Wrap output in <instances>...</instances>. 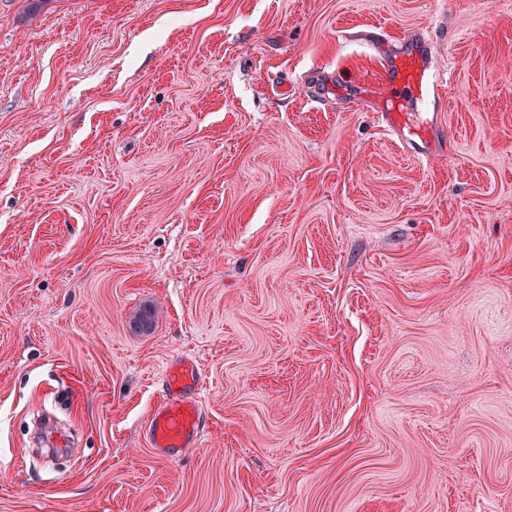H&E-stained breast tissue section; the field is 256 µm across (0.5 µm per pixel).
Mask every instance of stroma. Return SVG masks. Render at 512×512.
<instances>
[{
    "instance_id": "stroma-1",
    "label": "stroma",
    "mask_w": 512,
    "mask_h": 512,
    "mask_svg": "<svg viewBox=\"0 0 512 512\" xmlns=\"http://www.w3.org/2000/svg\"><path fill=\"white\" fill-rule=\"evenodd\" d=\"M0 512H512V0H0ZM384 69L388 88L379 116L382 124L403 140L402 132L409 126L412 109L418 110L436 93L440 74L431 68L428 54L413 47L387 59ZM197 367L188 361L171 364L164 380V394L151 417L147 437L150 447L161 454L171 448L195 443L200 433V416L196 401L186 396L198 387Z\"/></svg>"
}]
</instances>
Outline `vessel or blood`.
Wrapping results in <instances>:
<instances>
[{
    "mask_svg": "<svg viewBox=\"0 0 512 512\" xmlns=\"http://www.w3.org/2000/svg\"><path fill=\"white\" fill-rule=\"evenodd\" d=\"M387 94L380 112L382 124L394 134L408 127L413 109L436 93L440 75L430 66L426 54L408 48L388 59ZM199 384L198 369L188 361L171 364L164 380L163 396L154 409L147 437L150 447L160 453L194 443L200 433L196 402L187 392Z\"/></svg>",
    "mask_w": 512,
    "mask_h": 512,
    "instance_id": "1",
    "label": "vessel or blood"
}]
</instances>
